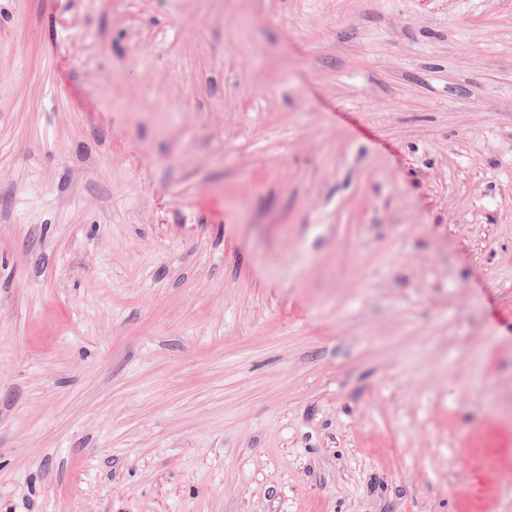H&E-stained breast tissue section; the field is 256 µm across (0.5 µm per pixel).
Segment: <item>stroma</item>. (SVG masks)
<instances>
[{
    "label": "stroma",
    "mask_w": 512,
    "mask_h": 512,
    "mask_svg": "<svg viewBox=\"0 0 512 512\" xmlns=\"http://www.w3.org/2000/svg\"><path fill=\"white\" fill-rule=\"evenodd\" d=\"M0 512H512V0H0Z\"/></svg>",
    "instance_id": "35a3bbf8"
}]
</instances>
